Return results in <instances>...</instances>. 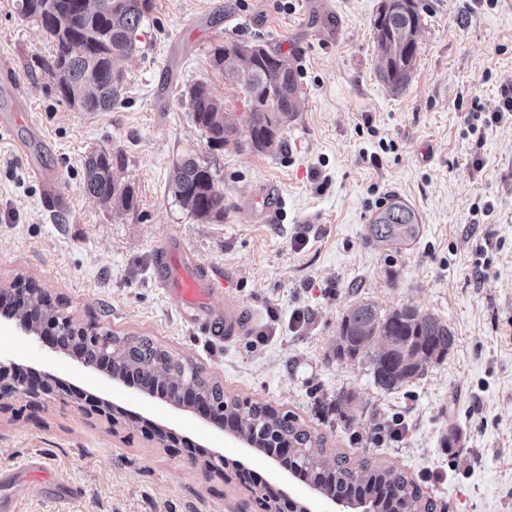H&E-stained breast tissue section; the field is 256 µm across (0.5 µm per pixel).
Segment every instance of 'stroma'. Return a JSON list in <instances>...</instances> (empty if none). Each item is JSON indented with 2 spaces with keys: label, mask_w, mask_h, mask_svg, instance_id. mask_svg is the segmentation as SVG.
I'll return each mask as SVG.
<instances>
[{
  "label": "stroma",
  "mask_w": 512,
  "mask_h": 512,
  "mask_svg": "<svg viewBox=\"0 0 512 512\" xmlns=\"http://www.w3.org/2000/svg\"><path fill=\"white\" fill-rule=\"evenodd\" d=\"M382 0H155L138 51L117 66L121 97L81 112L35 66L53 46L0 0V116L14 89L27 93L42 134L26 119L0 130V288L22 278L73 321L147 336L218 380L230 397L272 406L324 436L326 456L389 466L414 480L437 512H512V0H418L417 56L402 92L376 73L374 21ZM257 40L290 55L296 116L281 149L260 153L245 131V92L211 65L214 48ZM207 82L240 131L211 149L186 97ZM95 150L121 151L136 206L115 211L87 195L83 164ZM214 165L224 218L198 223L168 191L177 159ZM61 171L66 210L49 213L30 161ZM261 185L284 204L275 222L243 210ZM416 211L412 248L370 233L391 197ZM176 236L233 282L245 328L232 341L186 325L154 277L156 250ZM404 305L445 321L446 359L392 392L376 388L367 359H340L336 336L361 300ZM303 313L294 322V313ZM0 358L47 371L126 409L111 421L67 398L0 407V472L23 478L16 512H267L260 495L208 468L202 456L147 439L143 420L204 449L238 459L293 498L307 483L218 430L200 413L125 387L64 353L0 328ZM399 440L376 441L393 417ZM42 456L55 470H26Z\"/></svg>",
  "instance_id": "1"
}]
</instances>
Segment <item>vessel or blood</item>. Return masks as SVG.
Wrapping results in <instances>:
<instances>
[{
	"instance_id": "vessel-or-blood-1",
	"label": "vessel or blood",
	"mask_w": 512,
	"mask_h": 512,
	"mask_svg": "<svg viewBox=\"0 0 512 512\" xmlns=\"http://www.w3.org/2000/svg\"><path fill=\"white\" fill-rule=\"evenodd\" d=\"M34 174L43 184L46 202H61L62 175L34 167ZM273 208L268 188H260L248 200L250 220L266 222ZM154 274L158 284L177 303L185 321L203 326L209 335L228 338L242 325L241 316L233 309L217 310L211 299L227 292L229 282L220 268L201 259L177 237H169L156 252Z\"/></svg>"
}]
</instances>
